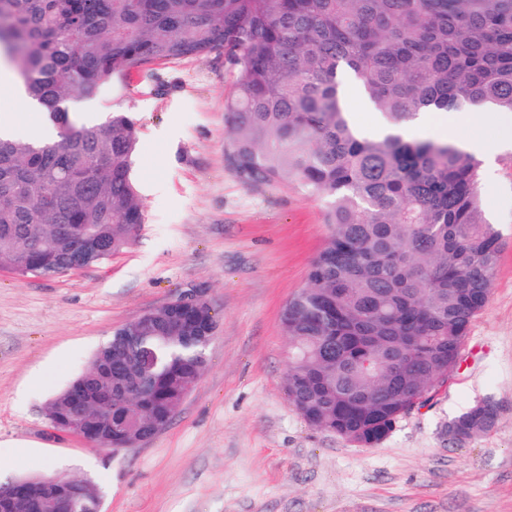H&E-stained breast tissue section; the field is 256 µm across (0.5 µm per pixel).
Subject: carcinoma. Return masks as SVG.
I'll return each mask as SVG.
<instances>
[{"label":"carcinoma","instance_id":"obj_1","mask_svg":"<svg viewBox=\"0 0 512 512\" xmlns=\"http://www.w3.org/2000/svg\"><path fill=\"white\" fill-rule=\"evenodd\" d=\"M0 50L57 127L0 137V267L58 265L54 225L93 224L123 248L144 215L132 179L136 123L72 117L98 83L224 52L240 71L224 103L225 159L249 184L288 181L326 203L331 236L281 322L284 392L311 426L372 448L455 368L487 304L502 239L479 204L481 162L455 144L405 139L423 112H512V0H0ZM357 81L388 126L357 130L341 100ZM207 346L159 310L107 354L120 380L75 378L46 406L70 421L91 384L133 430L200 378ZM475 405L463 441L493 424Z\"/></svg>","mask_w":512,"mask_h":512}]
</instances>
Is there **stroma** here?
<instances>
[{"label": "stroma", "mask_w": 512, "mask_h": 512, "mask_svg": "<svg viewBox=\"0 0 512 512\" xmlns=\"http://www.w3.org/2000/svg\"><path fill=\"white\" fill-rule=\"evenodd\" d=\"M239 71L216 53L112 77L71 112H123L138 129V234L112 258L56 278L0 269V472L88 479L101 512H512V149L482 170L503 249L459 362L374 448L309 426L283 390L281 313L326 244L325 203L295 184L245 183L226 162L224 103ZM204 291L218 329L168 426L131 448L52 433L46 405L113 332ZM494 427L454 442L480 401Z\"/></svg>", "instance_id": "obj_1"}]
</instances>
